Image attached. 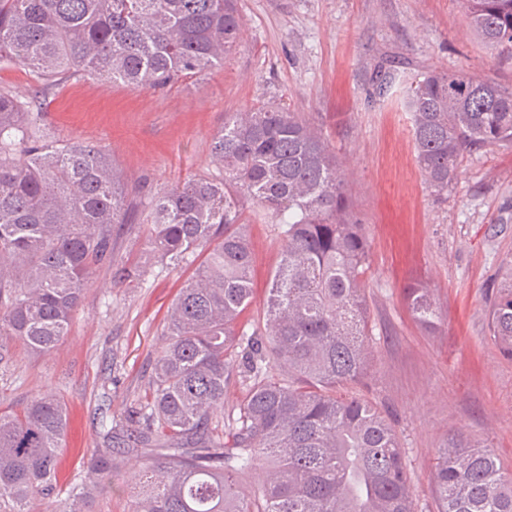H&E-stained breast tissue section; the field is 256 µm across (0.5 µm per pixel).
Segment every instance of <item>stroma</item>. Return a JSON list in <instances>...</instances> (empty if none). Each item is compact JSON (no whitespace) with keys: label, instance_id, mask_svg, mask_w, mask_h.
Returning <instances> with one entry per match:
<instances>
[{"label":"stroma","instance_id":"1","mask_svg":"<svg viewBox=\"0 0 512 512\" xmlns=\"http://www.w3.org/2000/svg\"><path fill=\"white\" fill-rule=\"evenodd\" d=\"M241 46L223 68L165 91L133 90L90 75L49 86L27 68L0 64V90L31 100L59 141L80 139L108 155L129 191L128 224L112 262L94 269L70 333L51 354L0 348V407L40 394L68 411L61 483L89 482L90 448L107 440L151 390L150 364L165 343L170 306L193 265L151 264L153 195L189 177L222 179L210 140L228 112L281 100L323 133L341 161L349 202L369 241L364 293L373 365L352 391L380 411L403 446L416 512H437V451L456 434L485 445L512 469V360L488 335L487 307L512 254V146L465 156L447 195L418 168L408 86L430 70L469 72L512 89V61L491 55L469 27L463 0H239ZM393 72L386 96L375 68ZM258 320L280 260L274 225L249 226ZM150 263L142 283L113 285V267ZM430 289L435 332L412 317L408 284ZM135 460L121 459L120 489L94 495L89 512H127Z\"/></svg>","mask_w":512,"mask_h":512}]
</instances>
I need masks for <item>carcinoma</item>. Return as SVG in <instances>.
<instances>
[{"mask_svg":"<svg viewBox=\"0 0 512 512\" xmlns=\"http://www.w3.org/2000/svg\"><path fill=\"white\" fill-rule=\"evenodd\" d=\"M479 40L512 58V0H464ZM242 39L238 0H0V61L44 82L88 74L165 89L224 66ZM416 162L448 192L465 154L512 145V93L467 71H430L410 86ZM224 179L180 181L151 201L149 243L160 265L204 258L171 305L152 391L132 411L124 452L141 462L130 512H415L396 431L370 404L338 397L372 366L364 279L365 225L348 201L336 153L290 107L224 114L211 137ZM276 224L282 244L264 301L269 345L232 357L253 300L249 222ZM129 223L126 192L106 155L46 142L37 115L0 92V341L42 355L68 335L92 269L112 263V227ZM120 267L112 282L145 280ZM416 320L435 327L429 291L407 289ZM512 358V255L487 310ZM276 367L287 376L274 378ZM245 379L239 417L223 424L224 391ZM67 429L53 396L0 411V512L34 499L85 512L93 489H117L112 448H92L91 484L62 485ZM267 463L261 483L240 480ZM437 512H512V472L490 450L450 438L432 471Z\"/></svg>","mask_w":512,"mask_h":512,"instance_id":"cac0c4a2","label":"carcinoma"}]
</instances>
